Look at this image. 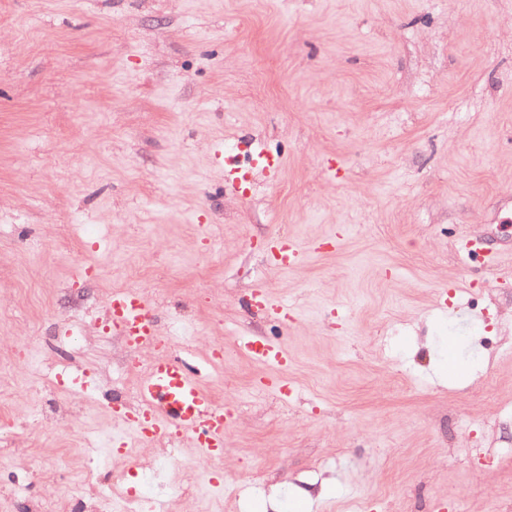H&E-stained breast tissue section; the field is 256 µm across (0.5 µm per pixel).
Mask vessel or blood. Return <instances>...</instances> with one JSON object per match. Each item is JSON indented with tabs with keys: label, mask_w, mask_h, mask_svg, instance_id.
<instances>
[{
	"label": "vessel or blood",
	"mask_w": 512,
	"mask_h": 512,
	"mask_svg": "<svg viewBox=\"0 0 512 512\" xmlns=\"http://www.w3.org/2000/svg\"><path fill=\"white\" fill-rule=\"evenodd\" d=\"M268 249L280 268H293L303 257L302 249L293 242L287 244L275 239L269 242ZM109 306L114 331L135 348H150L155 352L149 372L139 385L144 409L128 420L135 439L150 445L163 436L177 433L188 447L199 449L205 457L223 455L224 433L231 420L202 390L190 367L166 354L144 293L138 289L115 290ZM240 345L261 361L281 367L288 364L283 345L253 337L241 339Z\"/></svg>",
	"instance_id": "vessel-or-blood-1"
}]
</instances>
